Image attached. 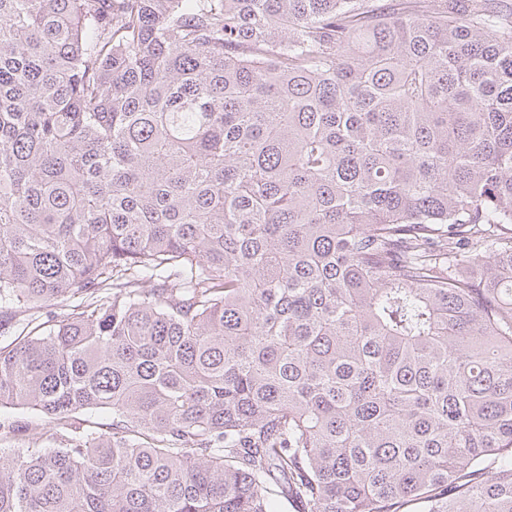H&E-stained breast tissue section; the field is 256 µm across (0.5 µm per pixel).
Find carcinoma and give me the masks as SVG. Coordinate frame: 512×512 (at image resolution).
Returning a JSON list of instances; mask_svg holds the SVG:
<instances>
[{
  "label": "carcinoma",
  "instance_id": "cac0c4a2",
  "mask_svg": "<svg viewBox=\"0 0 512 512\" xmlns=\"http://www.w3.org/2000/svg\"><path fill=\"white\" fill-rule=\"evenodd\" d=\"M495 4L0 0V512H512ZM0 421H19V423L24 426L22 430L10 442L12 447L13 445L14 447H24L29 442H31L32 439L39 436L37 433L42 432L43 427H46L41 426V424H44V422L41 421L37 416L22 412V410L14 408H1Z\"/></svg>",
  "mask_w": 512,
  "mask_h": 512
}]
</instances>
